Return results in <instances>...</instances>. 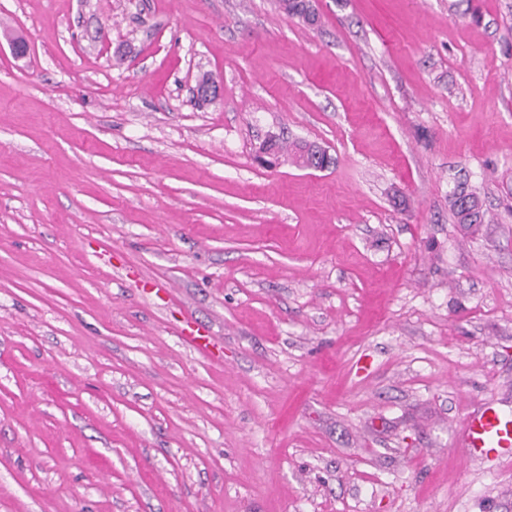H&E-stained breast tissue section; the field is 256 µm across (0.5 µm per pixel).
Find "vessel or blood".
I'll use <instances>...</instances> for the list:
<instances>
[{
	"mask_svg": "<svg viewBox=\"0 0 512 512\" xmlns=\"http://www.w3.org/2000/svg\"><path fill=\"white\" fill-rule=\"evenodd\" d=\"M459 447L472 458L512 463V416L486 403L467 412L460 425Z\"/></svg>",
	"mask_w": 512,
	"mask_h": 512,
	"instance_id": "b4317fda",
	"label": "vessel or blood"
}]
</instances>
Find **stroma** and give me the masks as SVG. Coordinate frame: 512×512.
<instances>
[{"instance_id": "stroma-1", "label": "stroma", "mask_w": 512, "mask_h": 512, "mask_svg": "<svg viewBox=\"0 0 512 512\" xmlns=\"http://www.w3.org/2000/svg\"><path fill=\"white\" fill-rule=\"evenodd\" d=\"M313 6L0 0V512H512V0ZM453 216L457 224H484L485 212L476 193L459 183L449 195ZM183 339L191 349L201 354H210L217 346L214 336L201 332L199 328L195 329L191 325H188V328L185 330ZM460 450L472 458L512 463V416L492 403L469 411L462 419L458 441Z\"/></svg>"}]
</instances>
